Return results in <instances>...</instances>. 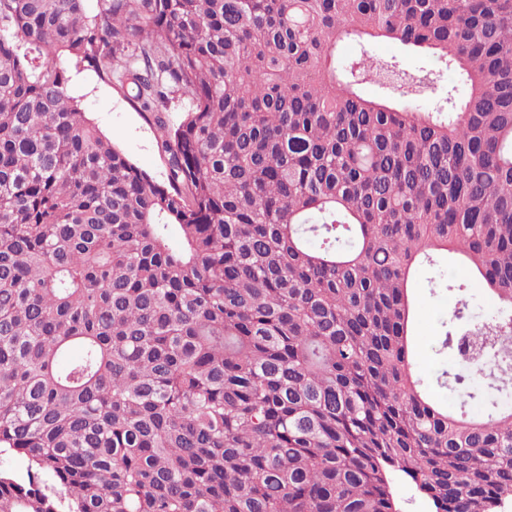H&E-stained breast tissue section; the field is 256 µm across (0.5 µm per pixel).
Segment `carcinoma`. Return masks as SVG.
Returning a JSON list of instances; mask_svg holds the SVG:
<instances>
[{
	"label": "carcinoma",
	"instance_id": "cac0c4a2",
	"mask_svg": "<svg viewBox=\"0 0 512 512\" xmlns=\"http://www.w3.org/2000/svg\"><path fill=\"white\" fill-rule=\"evenodd\" d=\"M96 2L0 0V456L25 463L0 512H399L393 472L433 512H502L512 0ZM347 35L431 52L466 97L433 111L432 70L336 67ZM63 54L164 132L167 182L85 118ZM442 252L497 301L474 324L439 275L442 346L506 394L480 414L469 375L415 370L410 283ZM167 112H165L166 119L170 128L177 127L186 117V110L188 109L187 97L182 91L171 89L167 98Z\"/></svg>",
	"mask_w": 512,
	"mask_h": 512
}]
</instances>
